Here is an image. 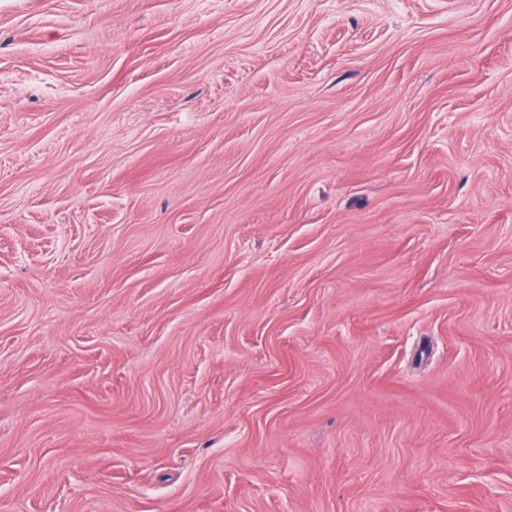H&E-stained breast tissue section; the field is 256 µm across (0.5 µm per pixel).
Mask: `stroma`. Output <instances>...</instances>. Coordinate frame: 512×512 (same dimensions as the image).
<instances>
[{
    "label": "stroma",
    "mask_w": 512,
    "mask_h": 512,
    "mask_svg": "<svg viewBox=\"0 0 512 512\" xmlns=\"http://www.w3.org/2000/svg\"><path fill=\"white\" fill-rule=\"evenodd\" d=\"M0 512H512V0H0Z\"/></svg>",
    "instance_id": "stroma-1"
}]
</instances>
